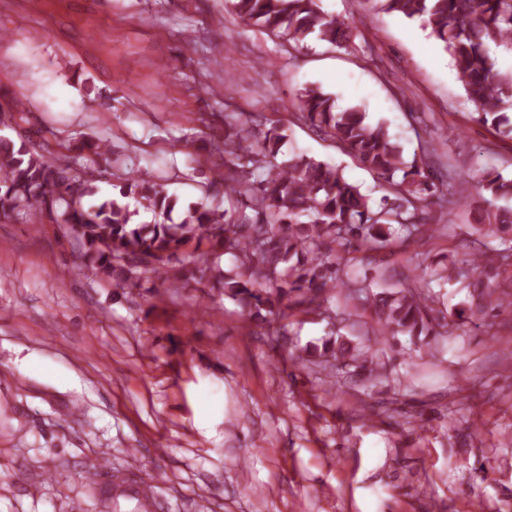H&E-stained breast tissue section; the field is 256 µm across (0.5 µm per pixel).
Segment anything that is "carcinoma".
<instances>
[{
	"mask_svg": "<svg viewBox=\"0 0 512 512\" xmlns=\"http://www.w3.org/2000/svg\"><path fill=\"white\" fill-rule=\"evenodd\" d=\"M373 8L416 21L451 57L457 80L474 107V119L512 138V73L495 69L493 46L512 49V0H372ZM228 9L245 23L265 31L282 46L297 48L310 38L350 50L354 21L328 15L318 0H227ZM296 118L317 133L331 137L395 196L378 206L348 182L340 167L295 155L280 162L283 125L262 138L249 121L224 119V142L212 163L214 182L224 185L226 207L206 201L186 204L165 191L147 172L123 178L119 192L98 197L92 165L109 151L107 143L81 142L71 154L57 157L50 142H16L0 137V214L23 224H40L43 217L61 224L78 246L80 268L106 286L123 291L143 287L184 288L195 283L224 290V295L270 326L275 341L286 340L282 320L300 308L307 315L330 311L331 292L344 284L338 273L354 261L350 248L374 259L403 234L420 241L431 236L419 212L435 197L448 215L464 199L463 184L435 183V149L421 147L409 163L395 137L381 124L367 121L353 106L340 109L318 88L307 87L299 97ZM486 196L475 202L476 222L491 230L512 232V207L497 201L512 199V178L498 172L484 175ZM153 220L135 222L138 209ZM230 255V271H213L212 255ZM471 254L460 266H442L437 275L448 280L469 272L487 275L499 261ZM512 296L482 289L472 297L478 314ZM371 308L377 325L376 343L397 335H427L434 327L429 311L435 302L430 283L391 292L369 293L364 287L348 294ZM324 354L332 366H353L370 374L377 370L378 351L359 350L328 340Z\"/></svg>",
	"mask_w": 512,
	"mask_h": 512,
	"instance_id": "obj_1",
	"label": "carcinoma"
}]
</instances>
